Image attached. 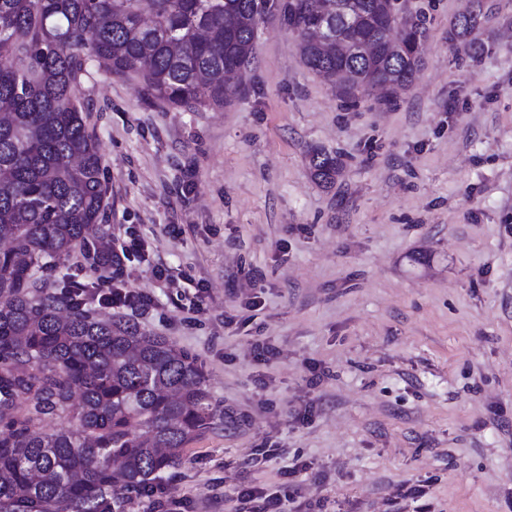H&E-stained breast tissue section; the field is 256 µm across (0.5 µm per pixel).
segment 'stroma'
Wrapping results in <instances>:
<instances>
[{
	"label": "stroma",
	"mask_w": 512,
	"mask_h": 512,
	"mask_svg": "<svg viewBox=\"0 0 512 512\" xmlns=\"http://www.w3.org/2000/svg\"><path fill=\"white\" fill-rule=\"evenodd\" d=\"M475 2L476 55L448 39ZM410 5L423 62L389 104L338 100L274 10L224 108L174 110L102 71L84 85L104 221L147 246L123 280L151 303L124 316L194 355L226 412L166 482L187 512L287 489L297 459L312 474L290 512H512V0ZM314 147L342 158L332 187Z\"/></svg>",
	"instance_id": "stroma-1"
}]
</instances>
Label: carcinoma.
<instances>
[{
	"instance_id": "obj_1",
	"label": "carcinoma",
	"mask_w": 512,
	"mask_h": 512,
	"mask_svg": "<svg viewBox=\"0 0 512 512\" xmlns=\"http://www.w3.org/2000/svg\"><path fill=\"white\" fill-rule=\"evenodd\" d=\"M306 0H284L304 63L328 71L336 98L381 88L390 103L421 59L382 48L351 52L357 29L390 18L424 39L407 0H342L353 25L322 52L305 35ZM267 0H0V512H125L163 485L189 444L224 424L195 357L73 298L60 271L80 250L109 253L103 160L87 130L82 85L97 67L134 76L174 109L220 107L244 89ZM481 13L459 16L449 39L476 48ZM313 179L332 186L339 156L309 151ZM60 427L49 431L43 422Z\"/></svg>"
}]
</instances>
